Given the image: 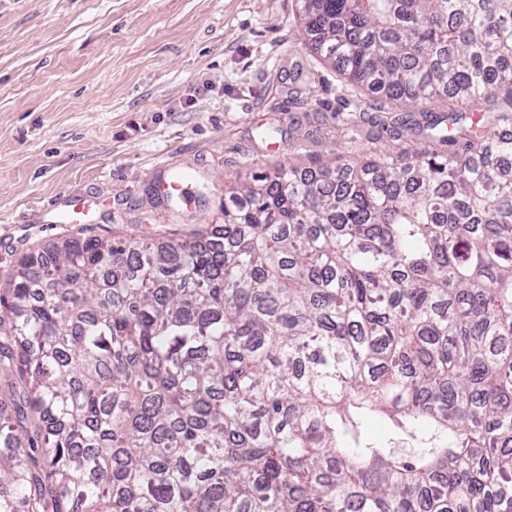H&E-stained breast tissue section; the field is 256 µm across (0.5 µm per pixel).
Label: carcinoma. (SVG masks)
Segmentation results:
<instances>
[{"instance_id":"1","label":"carcinoma","mask_w":512,"mask_h":512,"mask_svg":"<svg viewBox=\"0 0 512 512\" xmlns=\"http://www.w3.org/2000/svg\"><path fill=\"white\" fill-rule=\"evenodd\" d=\"M300 9L380 99L505 107L448 113L446 155L262 173L222 243L22 258L0 364L44 474L0 418V512H512V0ZM23 390L24 384L15 370L13 375L11 372L7 375L2 373L0 376V401L5 404L3 410L19 419L27 431L30 445H34L39 454L41 453L39 422L37 418L30 415L27 409H23Z\"/></svg>"}]
</instances>
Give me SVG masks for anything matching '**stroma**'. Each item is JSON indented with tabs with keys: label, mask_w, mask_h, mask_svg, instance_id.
Returning a JSON list of instances; mask_svg holds the SVG:
<instances>
[{
	"label": "stroma",
	"mask_w": 512,
	"mask_h": 512,
	"mask_svg": "<svg viewBox=\"0 0 512 512\" xmlns=\"http://www.w3.org/2000/svg\"><path fill=\"white\" fill-rule=\"evenodd\" d=\"M431 113L382 105L309 45L297 0H0V280L65 235L158 240L224 223V190L281 167L447 152ZM183 198H163L171 175ZM85 224H61L73 204ZM24 384L0 403L31 445Z\"/></svg>",
	"instance_id": "stroma-1"
}]
</instances>
